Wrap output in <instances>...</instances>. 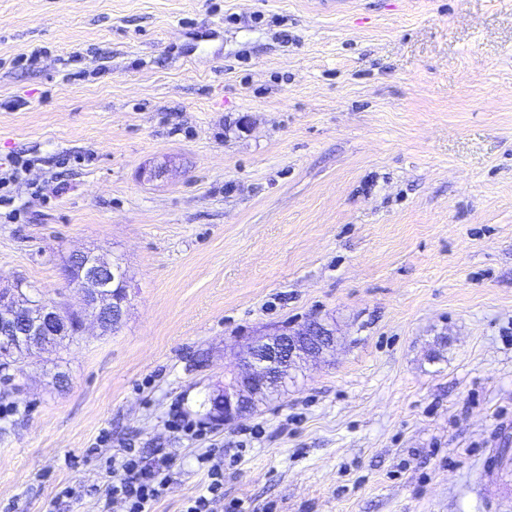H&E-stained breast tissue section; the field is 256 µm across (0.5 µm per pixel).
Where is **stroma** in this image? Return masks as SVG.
Listing matches in <instances>:
<instances>
[{"mask_svg": "<svg viewBox=\"0 0 512 512\" xmlns=\"http://www.w3.org/2000/svg\"><path fill=\"white\" fill-rule=\"evenodd\" d=\"M19 155L0 287L80 305L90 250L131 291L0 379V512H126L129 447L169 461L156 512L213 460L216 512H512V0H0ZM313 317L333 352L209 417L241 338Z\"/></svg>", "mask_w": 512, "mask_h": 512, "instance_id": "obj_1", "label": "stroma"}]
</instances>
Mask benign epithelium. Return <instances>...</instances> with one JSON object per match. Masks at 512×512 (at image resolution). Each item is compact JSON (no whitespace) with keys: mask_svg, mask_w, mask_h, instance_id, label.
<instances>
[{"mask_svg":"<svg viewBox=\"0 0 512 512\" xmlns=\"http://www.w3.org/2000/svg\"><path fill=\"white\" fill-rule=\"evenodd\" d=\"M68 285L82 294L72 307L63 294L34 301L12 289H0V355L15 353L16 344L49 349L85 332L90 324L115 329L128 302L129 280L121 263L91 251L76 252L65 262ZM336 330L316 319L298 329L278 328L248 338L224 387L210 395L211 417L226 425L250 413L269 394L281 389L300 364L331 351Z\"/></svg>","mask_w":512,"mask_h":512,"instance_id":"obj_1","label":"benign epithelium"}]
</instances>
